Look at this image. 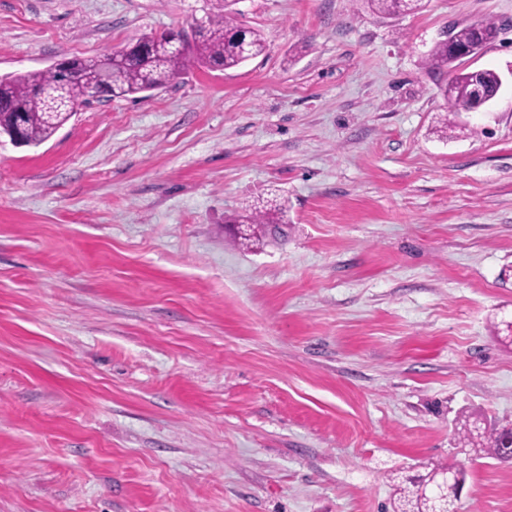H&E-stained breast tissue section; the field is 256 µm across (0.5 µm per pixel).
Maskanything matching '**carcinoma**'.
<instances>
[{
  "label": "carcinoma",
  "instance_id": "carcinoma-1",
  "mask_svg": "<svg viewBox=\"0 0 512 512\" xmlns=\"http://www.w3.org/2000/svg\"><path fill=\"white\" fill-rule=\"evenodd\" d=\"M371 11L394 15L423 7V0L406 5L405 0H363ZM232 2L224 0V13L205 14L204 24L193 37L178 41L173 32L151 35L154 51L144 55L129 54L123 63L112 69V95L123 97L159 89L195 65L213 69L236 68L266 50V39L257 29L238 22ZM490 41L497 34L491 21L454 28L448 38L437 42L427 56L433 71H443L453 64L448 57V42L468 45L476 30ZM101 59L98 57L72 59V70H39L23 74L0 76V134H19L27 146H38L51 138L58 125L70 119V112L88 102L91 87L98 80ZM469 79L465 70H457L448 86L455 109L469 96ZM244 224H283L284 209L276 203L265 210L248 209L238 216ZM477 457H487L500 463H512V428L490 431L475 426L465 430L461 439ZM440 468L425 475L408 476L397 486L394 507L396 512H441L454 508L453 500L445 501L436 493L435 483Z\"/></svg>",
  "mask_w": 512,
  "mask_h": 512
}]
</instances>
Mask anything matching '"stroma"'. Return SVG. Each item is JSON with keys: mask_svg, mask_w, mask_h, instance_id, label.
I'll return each mask as SVG.
<instances>
[{"mask_svg": "<svg viewBox=\"0 0 512 512\" xmlns=\"http://www.w3.org/2000/svg\"><path fill=\"white\" fill-rule=\"evenodd\" d=\"M224 0H0V76L189 29ZM267 49L0 135V512H392L468 473L512 512V0H237ZM491 20L451 112L425 61ZM448 132L440 134V119ZM288 202L245 246L226 222ZM374 13L380 15H394L400 11L409 12L421 9L423 0H413L412 5L407 6V0H362ZM407 7L409 10H407ZM476 25H478L481 30L486 43L497 34L498 28L495 23L491 21H481L480 23H471L463 25L460 28H453V30L448 33V37L445 40L437 42L428 54L427 65L429 69L441 72L444 69L450 68L456 61L448 57V38L457 45H468L472 43L475 38ZM502 79L499 76L498 82L492 90L487 89L480 83L474 84L472 88V97L468 102H464L461 106V109L467 112H476L479 111L486 106H488L498 95L499 91L502 87ZM460 443L471 447L476 457L492 458L501 463H512V428L484 431L480 427L467 428ZM484 453V454H482ZM446 468H434L425 475L403 477L402 485L396 489V512H436L445 509L446 501L437 495L435 483Z\"/></svg>", "mask_w": 512, "mask_h": 512, "instance_id": "stroma-1", "label": "stroma"}]
</instances>
